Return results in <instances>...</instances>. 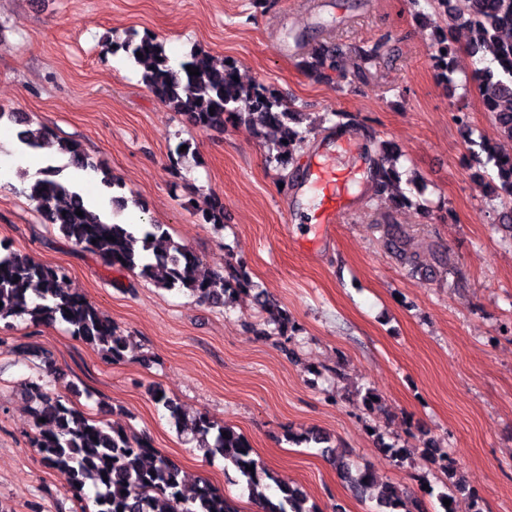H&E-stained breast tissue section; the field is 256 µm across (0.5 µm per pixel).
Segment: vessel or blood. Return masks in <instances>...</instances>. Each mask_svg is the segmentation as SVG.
I'll return each mask as SVG.
<instances>
[{
    "label": "vessel or blood",
    "instance_id": "b4317fda",
    "mask_svg": "<svg viewBox=\"0 0 512 512\" xmlns=\"http://www.w3.org/2000/svg\"><path fill=\"white\" fill-rule=\"evenodd\" d=\"M356 169L336 168L335 165L317 160L304 176L315 193L314 208L303 216L307 224H332L347 207L348 197L344 190L347 181L355 177Z\"/></svg>",
    "mask_w": 512,
    "mask_h": 512
}]
</instances>
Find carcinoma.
<instances>
[{
  "label": "carcinoma",
  "mask_w": 512,
  "mask_h": 512,
  "mask_svg": "<svg viewBox=\"0 0 512 512\" xmlns=\"http://www.w3.org/2000/svg\"><path fill=\"white\" fill-rule=\"evenodd\" d=\"M433 11L454 23L467 25L474 39L467 51L494 67L474 71L465 87L478 91L483 111L487 112L496 134L512 141V0H425ZM127 58L145 65L142 81L153 96L173 111L185 116L200 131L222 129L232 122L247 126L258 138L276 133L269 148L268 162L281 179L294 176V164L313 136L323 129V122L340 126L353 125L347 112H329L326 118H312L293 110L274 88L263 83L236 82L235 63L224 61L216 67L205 51L195 50L179 68L170 64L165 44L151 34L134 36L121 44ZM142 56H137V53ZM456 47L442 32L432 55V66L447 83H454L449 62ZM390 55L389 40L364 42L344 50L339 44L314 40L309 56L299 66L319 80L336 77L363 80L369 68ZM199 69L189 74L187 67ZM453 118L465 133L471 155L483 165L491 166L497 182L490 184L491 193L499 199V224L512 234V155L499 152L492 139L480 135L472 138L469 114L458 110ZM20 141L33 148L57 146L66 158V167L102 173L101 184L110 189L114 182L109 172L95 163L81 145L61 140L40 127L18 132ZM401 157L396 145L379 147L378 158L371 170L376 195L388 196L392 208L400 210L419 204L401 188V175L396 167ZM60 170L48 165L29 186L27 196L36 202L48 224L59 226L74 245L100 257L110 267L128 270L151 280L166 290H186L199 300L225 306L238 296L251 297L252 304L264 321L274 326L281 336L288 335L291 319L270 294L254 287L248 273L228 260L226 275L201 277L198 257L187 246L176 242L162 224H142L134 229L129 224L108 222L93 210L71 184L59 178ZM82 211L83 216L76 215ZM204 224H224V206L214 199L200 210ZM386 240L394 253H401L405 235L401 227L386 219ZM114 240L109 241L107 237ZM64 275L60 267L31 261L25 255L8 251L0 253V322L8 318L30 316L36 323L61 322L70 334L98 346L114 362L125 359L127 341L107 317L85 299L64 293L59 281ZM26 395L44 463L56 470L67 485L78 494L81 512H239L233 500L215 489L205 479L192 484L181 476L180 468L154 447L146 434L116 427L79 410L69 399L48 389L42 379L26 383ZM155 404L162 406L176 426L188 427L196 435L198 449L206 456L216 453L224 457V469L233 470L245 483L259 512H316L306 506V492L297 483L278 476L254 456L247 438L232 427L219 426L204 414L189 415L161 387L153 389ZM45 422H40V419ZM227 436H222V433ZM380 450L393 462H403L412 455L404 446L383 442L381 433L372 429ZM292 443H313L322 455L334 460L336 471L356 496L370 494L376 501V512H414L411 501L390 480L380 478L367 466L350 462L339 451L332 435L312 428L301 435H290ZM422 460L452 478L454 462L440 448L426 446ZM254 466V471L247 467ZM91 484L95 495H82Z\"/></svg>",
  "instance_id": "cac0c4a2"
}]
</instances>
